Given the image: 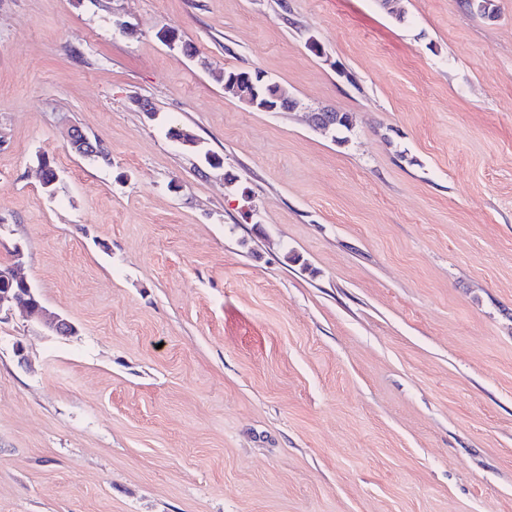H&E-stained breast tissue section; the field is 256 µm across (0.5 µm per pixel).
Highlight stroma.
I'll use <instances>...</instances> for the list:
<instances>
[{"label":"stroma","mask_w":512,"mask_h":512,"mask_svg":"<svg viewBox=\"0 0 512 512\" xmlns=\"http://www.w3.org/2000/svg\"><path fill=\"white\" fill-rule=\"evenodd\" d=\"M400 5L0 0V265L76 328L0 317V512H512V0ZM246 74H250L247 78ZM254 72L237 68L224 69V92L240 101L254 96ZM255 90L259 93L260 99H266L268 102L277 103L278 108L276 110L275 106H270L268 104H262L257 108H254L257 111H273V112H285L290 109V99L295 100L292 97L291 93L284 86L276 83V82H268L264 89L256 86ZM281 106L285 109H282ZM69 143L76 153L85 158L98 155L101 149V143L98 140H91L76 127L70 130Z\"/></svg>","instance_id":"1"}]
</instances>
